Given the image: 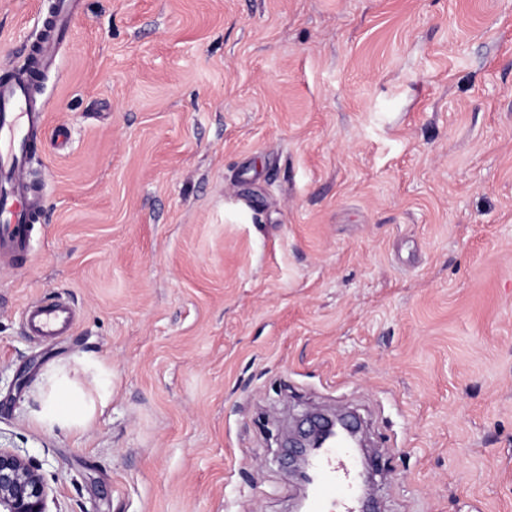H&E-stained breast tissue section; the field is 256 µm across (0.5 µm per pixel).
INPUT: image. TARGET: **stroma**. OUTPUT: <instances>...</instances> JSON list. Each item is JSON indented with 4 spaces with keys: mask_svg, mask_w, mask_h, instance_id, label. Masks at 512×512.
<instances>
[{
    "mask_svg": "<svg viewBox=\"0 0 512 512\" xmlns=\"http://www.w3.org/2000/svg\"><path fill=\"white\" fill-rule=\"evenodd\" d=\"M37 104L0 446L48 512H292L271 432L338 410L380 512H512V0H80ZM29 330L35 336H60L74 322L71 309L63 303L32 304L25 310ZM50 409L55 421H67L78 414L79 402L76 395L64 387L52 395Z\"/></svg>",
    "mask_w": 512,
    "mask_h": 512,
    "instance_id": "1",
    "label": "stroma"
}]
</instances>
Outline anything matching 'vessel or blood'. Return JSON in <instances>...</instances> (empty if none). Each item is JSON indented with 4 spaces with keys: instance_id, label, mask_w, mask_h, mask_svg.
I'll use <instances>...</instances> for the list:
<instances>
[{
    "instance_id": "b4317fda",
    "label": "vessel or blood",
    "mask_w": 512,
    "mask_h": 512,
    "mask_svg": "<svg viewBox=\"0 0 512 512\" xmlns=\"http://www.w3.org/2000/svg\"><path fill=\"white\" fill-rule=\"evenodd\" d=\"M78 0H60L55 13L43 24L44 34L29 52L26 70L0 81V262L10 263L26 254L32 222L39 208L24 176L28 158L35 153L40 117L32 110L35 87L54 65L59 47L70 31ZM25 319L36 336H60L74 322L71 309L63 303L33 304ZM318 479L309 500V512H355L357 479L362 464L352 449L325 448L315 458Z\"/></svg>"
}]
</instances>
